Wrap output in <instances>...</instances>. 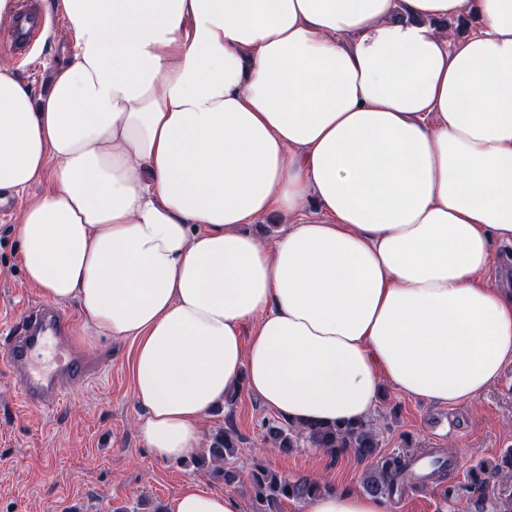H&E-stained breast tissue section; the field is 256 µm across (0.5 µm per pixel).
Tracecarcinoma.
I'll return each mask as SVG.
<instances>
[{
    "label": "carcinoma",
    "mask_w": 512,
    "mask_h": 512,
    "mask_svg": "<svg viewBox=\"0 0 512 512\" xmlns=\"http://www.w3.org/2000/svg\"><path fill=\"white\" fill-rule=\"evenodd\" d=\"M265 440L271 447L290 452L304 442L311 448H320L333 455L353 453L360 459H378V466L364 480L366 493L385 500L428 480L443 481L451 473L452 457L443 448L381 454V443L375 425L371 421L356 423H301L280 417L265 423ZM240 437L233 426L217 431L211 437L209 447L193 457L201 468L212 467V474L226 485L239 481L232 460L237 455ZM512 473V448L505 450L500 462L488 468L483 465L470 470V484L477 493L472 512H512V498L503 506L491 502L486 488L496 473ZM253 512H281V504L289 500H309L333 487L311 478L290 480L266 468L262 463H253L249 473Z\"/></svg>",
    "instance_id": "carcinoma-1"
}]
</instances>
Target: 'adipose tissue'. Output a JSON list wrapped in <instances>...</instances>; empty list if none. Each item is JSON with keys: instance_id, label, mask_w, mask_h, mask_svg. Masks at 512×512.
I'll use <instances>...</instances> for the list:
<instances>
[{"instance_id": "adipose-tissue-1", "label": "adipose tissue", "mask_w": 512, "mask_h": 512, "mask_svg": "<svg viewBox=\"0 0 512 512\" xmlns=\"http://www.w3.org/2000/svg\"><path fill=\"white\" fill-rule=\"evenodd\" d=\"M55 8L74 43L48 92L0 67V192L49 182L18 227L27 281L78 300V344L134 342L156 459L200 452L241 384L341 423L386 387L476 400L512 364V290L483 279L512 243V0ZM269 213L301 220L266 246L245 226ZM167 512L240 510L190 481Z\"/></svg>"}]
</instances>
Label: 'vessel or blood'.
Instances as JSON below:
<instances>
[{
    "instance_id": "vessel-or-blood-1",
    "label": "vessel or blood",
    "mask_w": 512,
    "mask_h": 512,
    "mask_svg": "<svg viewBox=\"0 0 512 512\" xmlns=\"http://www.w3.org/2000/svg\"><path fill=\"white\" fill-rule=\"evenodd\" d=\"M37 15L24 9L5 48L14 55L28 54L33 46ZM68 315L51 304L29 307L8 331L6 364L22 401L31 407L48 408L63 397L64 382H79L88 375L85 360L64 345Z\"/></svg>"
}]
</instances>
